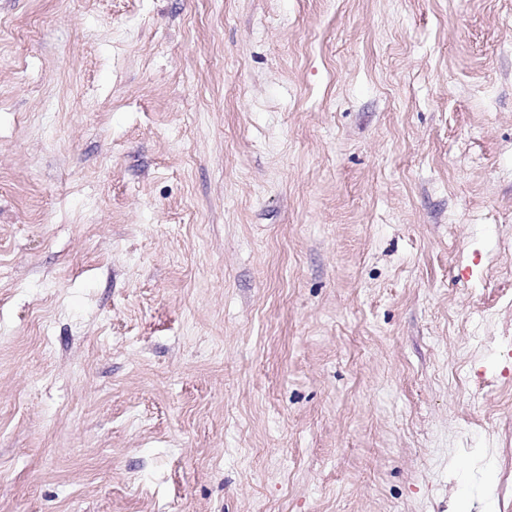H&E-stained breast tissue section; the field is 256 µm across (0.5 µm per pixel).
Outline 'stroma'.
<instances>
[{"mask_svg":"<svg viewBox=\"0 0 512 512\" xmlns=\"http://www.w3.org/2000/svg\"><path fill=\"white\" fill-rule=\"evenodd\" d=\"M512 512V0H0V512Z\"/></svg>","mask_w":512,"mask_h":512,"instance_id":"stroma-1","label":"stroma"}]
</instances>
